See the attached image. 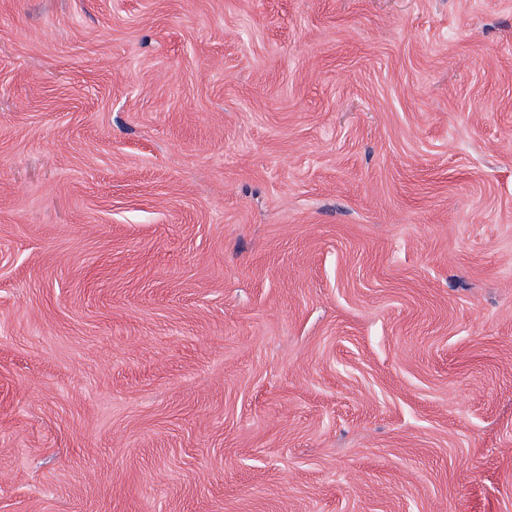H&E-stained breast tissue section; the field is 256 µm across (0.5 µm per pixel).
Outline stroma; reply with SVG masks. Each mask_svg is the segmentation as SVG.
Wrapping results in <instances>:
<instances>
[{"mask_svg": "<svg viewBox=\"0 0 512 512\" xmlns=\"http://www.w3.org/2000/svg\"><path fill=\"white\" fill-rule=\"evenodd\" d=\"M0 512H512V0H0Z\"/></svg>", "mask_w": 512, "mask_h": 512, "instance_id": "obj_1", "label": "stroma"}]
</instances>
